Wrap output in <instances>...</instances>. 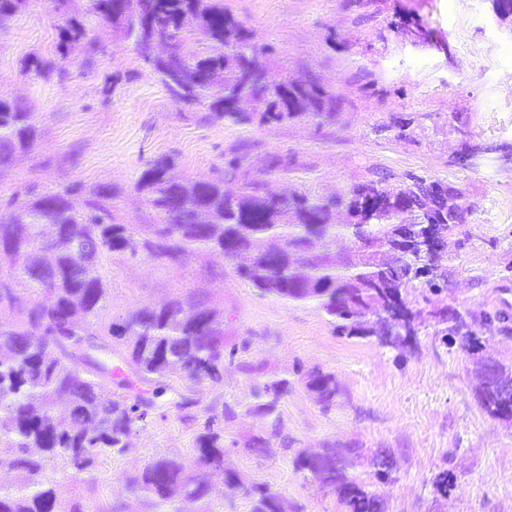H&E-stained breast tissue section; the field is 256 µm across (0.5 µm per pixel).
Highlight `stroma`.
Returning <instances> with one entry per match:
<instances>
[{"instance_id":"obj_1","label":"stroma","mask_w":512,"mask_h":512,"mask_svg":"<svg viewBox=\"0 0 512 512\" xmlns=\"http://www.w3.org/2000/svg\"><path fill=\"white\" fill-rule=\"evenodd\" d=\"M224 7L276 47L291 77L312 72L332 85L342 100L335 124L320 132L302 122L233 125L174 103L130 43L94 18L87 36L104 52L87 63L61 59V20L48 0H33L0 30V95L26 102L41 134L33 151L0 171V198L29 183L42 191L115 185L124 190L122 221L149 224L153 213L134 186L161 156L184 178L223 172L232 193L257 182L275 192L332 195L382 172L394 184L409 173L432 177L462 190L470 207L465 246L439 306L512 312V167L448 164L459 147L448 131L454 115L468 119L479 141L512 145V27L496 20L489 0H224ZM396 16L428 32L429 45L389 31ZM36 59L55 61L58 73L20 77ZM412 117L425 126L415 139L374 131ZM238 154L247 157L243 170H225ZM279 158L289 167L273 169ZM111 282L115 317L173 297L223 309L224 343L237 353L217 383L133 382V393L154 403L146 423L124 454L103 458L79 479L61 477L55 512L79 502L108 512L118 500L127 512H142L125 488L127 475L155 456H190L210 418L224 437V468L207 477L219 512H251L245 489L255 484L278 493L287 512H344L335 493L293 464L297 452L329 443L355 450L352 475L376 494L382 512H512V427L479 407L475 355L447 346L434 327L402 349L340 336L315 305L260 296L210 255L176 264L116 257ZM313 369L333 373L340 385L331 411L306 387ZM276 377L290 382L276 418L248 412L253 391ZM256 439L268 454L248 451ZM381 453L391 463L387 480L375 476ZM443 470L452 477L444 496L433 487ZM228 471L236 476L230 485Z\"/></svg>"}]
</instances>
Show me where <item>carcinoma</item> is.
Returning a JSON list of instances; mask_svg holds the SVG:
<instances>
[{"label":"carcinoma","instance_id":"cac0c4a2","mask_svg":"<svg viewBox=\"0 0 512 512\" xmlns=\"http://www.w3.org/2000/svg\"><path fill=\"white\" fill-rule=\"evenodd\" d=\"M31 0H0V28L25 12ZM492 12L512 25V0H490ZM64 21L57 45L62 58L79 50L90 60L104 47L87 39L85 20L97 18L113 36L132 44L137 58L176 103L205 107L210 117L238 125L308 123L317 129L336 118L340 101L317 78L298 82L274 69L276 48L257 39L224 10V0H50ZM165 42V57L149 58L151 44ZM38 141L35 113L19 99L0 97V171L31 152ZM154 213L152 224H123L116 213L121 191L90 190L80 202L76 189L31 190L0 201V442L16 449L18 484L0 487V512H53L59 461L73 473L86 471L106 452L128 449L133 432L147 421L151 403L112 391L107 380L121 372L112 355L144 383L178 378L194 384L216 381L224 360V311L206 303L186 307L179 299L145 306L101 324L111 299L105 265L114 255L180 262L219 255L238 279L263 296L315 305L340 336L374 339L401 348L425 328L441 325L443 340L466 337L472 353L483 351L478 331L512 329L506 311L462 315L448 308L414 309L410 292L448 291V270L438 278L422 273L430 259L404 247L402 233L437 231L450 240L466 216L460 189L415 174L397 187L381 176L345 194L307 190L288 195L248 183L236 195L224 177L185 179L167 160H157L135 184ZM346 236L353 250L336 254ZM512 383V367L486 356L477 361L479 407L512 425V400L486 379L488 365ZM286 378L271 379L253 394L255 411L273 415L288 394ZM316 402L331 408L339 395L335 377L308 376ZM219 436L200 437L193 455L151 459L126 479L127 489L152 512H180L183 500L208 501L205 475L224 469ZM354 449L328 444L313 471L300 452L295 468L337 493L345 512H377L368 486L351 479ZM251 512H284L282 498L255 486L247 491Z\"/></svg>","mask_w":512,"mask_h":512}]
</instances>
